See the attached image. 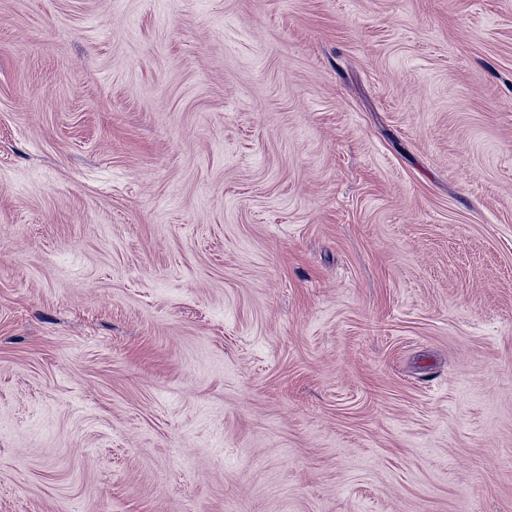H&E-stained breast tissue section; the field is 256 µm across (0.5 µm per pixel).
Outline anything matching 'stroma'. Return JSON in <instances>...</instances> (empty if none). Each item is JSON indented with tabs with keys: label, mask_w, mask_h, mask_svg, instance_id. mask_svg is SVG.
Here are the masks:
<instances>
[{
	"label": "stroma",
	"mask_w": 512,
	"mask_h": 512,
	"mask_svg": "<svg viewBox=\"0 0 512 512\" xmlns=\"http://www.w3.org/2000/svg\"><path fill=\"white\" fill-rule=\"evenodd\" d=\"M0 512H512V0H0Z\"/></svg>",
	"instance_id": "1"
}]
</instances>
